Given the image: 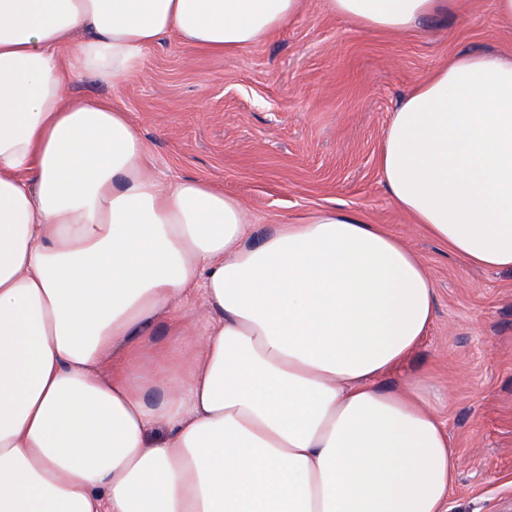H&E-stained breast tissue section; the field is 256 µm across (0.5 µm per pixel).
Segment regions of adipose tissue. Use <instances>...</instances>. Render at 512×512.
I'll return each mask as SVG.
<instances>
[{
  "label": "adipose tissue",
  "instance_id": "adipose-tissue-1",
  "mask_svg": "<svg viewBox=\"0 0 512 512\" xmlns=\"http://www.w3.org/2000/svg\"><path fill=\"white\" fill-rule=\"evenodd\" d=\"M326 2L406 33L457 0ZM303 7L0 0V512H447L458 460L422 380L380 384L432 326L422 258L333 205L253 243L237 197L161 182L126 112L68 92L170 38L237 52ZM378 163L430 238L512 272V57L417 83Z\"/></svg>",
  "mask_w": 512,
  "mask_h": 512
}]
</instances>
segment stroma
Wrapping results in <instances>:
<instances>
[{"instance_id":"1","label":"stroma","mask_w":512,"mask_h":512,"mask_svg":"<svg viewBox=\"0 0 512 512\" xmlns=\"http://www.w3.org/2000/svg\"><path fill=\"white\" fill-rule=\"evenodd\" d=\"M512 55L490 0L384 35L332 15L325 0L247 48L219 55L172 38L128 78L84 75L139 127L156 175L238 196L253 240L297 212L363 210L424 260L436 292L427 342L404 373L424 380L459 458L448 512L512 505V272L468 266L394 208L377 163L402 97L454 56Z\"/></svg>"}]
</instances>
